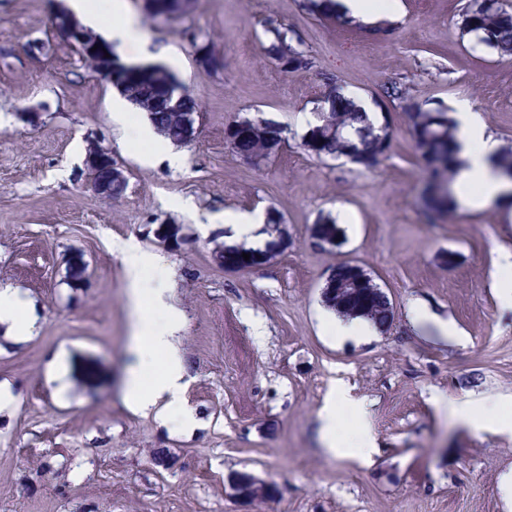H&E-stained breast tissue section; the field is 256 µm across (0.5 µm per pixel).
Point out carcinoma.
I'll return each mask as SVG.
<instances>
[{
  "mask_svg": "<svg viewBox=\"0 0 512 512\" xmlns=\"http://www.w3.org/2000/svg\"><path fill=\"white\" fill-rule=\"evenodd\" d=\"M312 12L329 19L339 20L345 27L360 29L361 20L333 9L334 0H304ZM459 29L476 48H489L503 57L512 59V4L509 0H469L461 14ZM266 56L279 64L286 63V73L313 67L311 55L300 45L293 44L288 29L275 24L267 27ZM175 75L163 65H152L145 74L129 77L123 88L127 99L148 113L157 133L171 140L172 131L179 126L180 114L199 110L198 102L190 94L181 99L171 96V83ZM385 98L398 105L407 117L416 150L425 164L436 163L431 170L436 191L425 200L428 215L438 220L455 209L453 185L459 171L455 122L443 108H426L418 103L409 89L393 82L385 88ZM245 123L251 135L233 142L231 151L241 159L250 160L255 168L269 160L270 148L283 141L281 123L263 117H242L228 127ZM380 124L374 123L355 98L340 87L333 86L325 95L322 111L315 113V122L309 125L303 146L318 157H348L352 163L366 169L378 166L390 149L391 138L379 142ZM494 168L500 175L512 174V146L501 149L494 159ZM315 232L339 240L341 228L329 216L318 219ZM87 265L83 254L76 253L67 261L69 285L78 288L84 281ZM324 304L346 320L362 319L382 327L387 323L386 307L377 296L376 289L367 286L354 288L348 295L337 299L328 296Z\"/></svg>",
  "mask_w": 512,
  "mask_h": 512,
  "instance_id": "cac0c4a2",
  "label": "carcinoma"
}]
</instances>
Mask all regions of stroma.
Segmentation results:
<instances>
[{"mask_svg": "<svg viewBox=\"0 0 512 512\" xmlns=\"http://www.w3.org/2000/svg\"><path fill=\"white\" fill-rule=\"evenodd\" d=\"M68 0H0V289L22 291L34 330L0 332V512H512V430L475 428L447 400L512 409V205L456 210L428 222L425 165L405 114L386 108L392 141L366 170L320 159L302 145L303 118L326 93L325 76L357 100L405 84L425 107L468 98L501 145L512 146V60L473 48L459 32L467 0H401L402 12L349 29L303 0H185L151 20L146 0H125L150 43L135 64H162L199 104L187 146L140 136L146 112L85 66L52 25ZM287 28L314 59L286 73L264 53L269 23ZM387 25L386 39L371 34ZM209 38L223 69L196 61ZM44 50L31 54L28 45ZM36 109L40 126L19 120ZM259 115L286 127L259 169L235 156L226 125ZM112 154L128 188L107 202L85 185L88 142ZM276 211L284 243L262 266L229 271L214 248L234 239L228 212ZM336 220L339 245L317 247L319 217ZM177 224L180 247L156 230ZM147 263L140 307L157 325L177 313L186 387L173 404L140 411L125 399L135 317L120 247ZM87 264L81 288L66 261ZM367 270L394 321L367 340L324 332L321 290L340 261ZM339 438L362 429L369 462L326 452L322 416L331 393ZM163 449L154 460V449ZM246 474L276 494L249 503L231 487Z\"/></svg>", "mask_w": 512, "mask_h": 512, "instance_id": "stroma-1", "label": "stroma"}]
</instances>
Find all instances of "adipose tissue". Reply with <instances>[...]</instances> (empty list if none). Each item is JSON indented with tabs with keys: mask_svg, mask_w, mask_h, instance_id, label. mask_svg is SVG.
<instances>
[{
	"mask_svg": "<svg viewBox=\"0 0 512 512\" xmlns=\"http://www.w3.org/2000/svg\"><path fill=\"white\" fill-rule=\"evenodd\" d=\"M458 129L456 138L461 146L462 161L457 177L459 204L477 210L486 202L496 199L505 191L504 183L495 176L491 160L500 151L499 141L488 132L479 114L469 101L461 100L455 105ZM0 323L8 324L14 336L24 339L30 336L34 319L29 302L19 293L0 290ZM180 320H172L164 328L151 325L147 316H138L134 347L135 366L126 389L127 402L136 409L145 410L156 406L166 397L176 395L185 384L183 359L174 346L173 338L180 330ZM164 354L165 363L159 379L148 381L142 374L149 368L156 354ZM347 390L339 388L332 393V404L326 407L323 416V437L327 450L335 456H369L375 450V439L370 432H363L358 443L344 445L336 438V415L334 403L348 401Z\"/></svg>",
	"mask_w": 512,
	"mask_h": 512,
	"instance_id": "ef3b65f1",
	"label": "adipose tissue"
}]
</instances>
